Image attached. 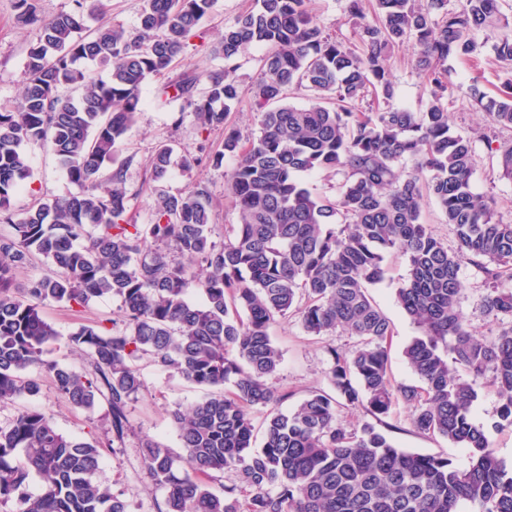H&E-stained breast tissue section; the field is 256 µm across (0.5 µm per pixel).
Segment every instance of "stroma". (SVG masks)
<instances>
[{"mask_svg": "<svg viewBox=\"0 0 512 512\" xmlns=\"http://www.w3.org/2000/svg\"><path fill=\"white\" fill-rule=\"evenodd\" d=\"M255 0H215L211 15L201 24L195 36L187 43L182 55L174 62L172 70L161 78L150 79L142 88L141 110L129 130L119 151L120 157H131L132 163L124 175L128 195L126 221L132 224L147 223L151 216L154 184L149 179V160L156 146L173 144L175 152L172 177L168 184L171 191L187 189L198 183L206 187L211 199V222L216 227L235 224L239 214L225 190L224 174L231 170L236 159L228 155L223 167H213L208 154L221 150L224 132L220 129H199L191 110L183 101L174 99L173 85L181 78H201L209 72L223 69L224 59L214 53L226 25L241 13L251 9ZM345 0H311L309 8L325 32L356 48L360 45L359 30L345 15ZM14 0H0V103L16 99L25 81V69L31 36L15 19ZM261 50L253 49L238 58L233 73L239 87V97L227 118L229 127L236 129L242 141H249L259 133L257 101L254 84L259 74ZM389 67L395 82L393 104L413 112L424 111L428 96L418 76L416 50L411 44L391 49ZM447 67L454 74L455 87L446 99L451 127L469 137L475 148L473 190L493 197L496 201L495 218L503 224H512V181L500 178L497 155L500 149L512 145V129L490 124L483 111L471 100L469 88L479 84L488 93H496L507 78H512V62L499 60L492 44H485L478 61L464 58L448 59ZM25 153L32 176L24 189L11 200L12 210L27 208L35 200L64 197L74 193L76 187L58 167L50 145H26ZM384 279L372 286L371 293L390 319L393 329L387 348L393 383L410 384L416 376L403 357V349L416 335L417 329L394 299V290L407 270L405 260L397 255L386 262ZM458 277L463 285L460 308L469 325L478 334L492 337L499 330L497 323L484 315L481 301L486 285L481 274L472 266H462ZM47 320L61 338L82 325H97L108 319H120V301L104 296L88 306L51 304L44 310ZM274 343L282 353V362L270 384L286 396L280 411L291 410L309 392L330 391L328 379L329 360L326 346L348 347L349 336L307 334L297 316L277 318L271 328ZM145 389L130 407V421L134 432L124 445L104 451V461L97 473L100 482L110 485L122 494L129 512H159L163 506L162 490L147 478L141 463L138 443L141 438H153L172 450L180 444L171 422L170 412L176 404L198 401L203 392L171 376L147 362L139 364ZM42 392L30 405L52 417L66 434L80 438L103 437L108 424L105 406L80 409L71 406L52 387L49 377H42ZM391 425L390 436L397 447L407 451L441 456L464 464L466 449L448 440L417 432L411 425L407 407L396 405L385 419Z\"/></svg>", "mask_w": 512, "mask_h": 512, "instance_id": "35a3bbf8", "label": "stroma"}]
</instances>
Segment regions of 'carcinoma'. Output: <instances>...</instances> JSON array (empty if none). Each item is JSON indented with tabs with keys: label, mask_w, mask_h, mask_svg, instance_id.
Instances as JSON below:
<instances>
[{
	"label": "carcinoma",
	"mask_w": 512,
	"mask_h": 512,
	"mask_svg": "<svg viewBox=\"0 0 512 512\" xmlns=\"http://www.w3.org/2000/svg\"><path fill=\"white\" fill-rule=\"evenodd\" d=\"M73 2L46 17L31 0H15L17 21L33 37L21 94L0 103V223L12 227L0 237V405L38 395L44 372L72 406L106 405L108 436L72 437L35 408L16 409L0 423V505L129 512L96 473L102 448L124 443L131 430L128 407L144 390L138 362L146 360L208 388L170 412L184 454L150 438L139 443L146 474L164 493L162 512H461L464 504L512 512V464L488 437L490 428H512V289L500 286L504 276L512 281V224L494 220L490 201L473 191V141L451 130L443 105L453 86L445 62L478 54L481 36L499 32L496 52L512 61V23L500 0H372V21L362 0H348L360 54L323 31L307 0H258L225 27L215 49L224 70L209 73L199 94L194 77L175 86L201 129L224 128L212 163L236 157L226 184L240 224L220 245L207 189H166L172 144H159L150 159L147 224L123 223L133 157L117 161L142 87L183 53L215 0H143L131 29L104 21L102 0ZM89 19L97 26L88 28ZM409 42L429 96L423 112L389 104L388 49ZM251 47L265 49L254 85L260 134L242 146L226 119L238 94L234 62ZM89 61L107 79L87 72ZM293 86L311 91L312 103L289 102ZM370 93L383 106L362 112ZM470 96L491 123L512 128L511 78L497 96L476 84ZM47 141L78 191L17 213L10 199L31 177L24 147ZM316 171L336 177L334 195L299 178ZM426 197L453 228L455 247L425 224ZM35 254L52 269L17 297L14 273ZM395 254L408 264L395 297L419 331L403 350L417 382L397 386L384 346L392 325L369 292ZM463 265L489 284L484 312L503 323L491 339L458 308ZM193 291L201 302L190 301ZM107 295L121 300L122 319L81 326L65 340L88 367L45 360L59 334L44 306L84 307ZM290 313L313 336L341 332L353 344L326 349L334 394L313 391L283 413L267 383L282 361L270 328ZM486 377L499 396L488 428L472 417ZM399 402L416 431L467 449V463L407 452L370 422L349 430L338 418L354 406L379 421ZM254 411L265 414L258 450ZM214 472L234 481L217 492ZM32 473L45 481L36 496L26 489Z\"/></svg>",
	"instance_id": "1"
}]
</instances>
